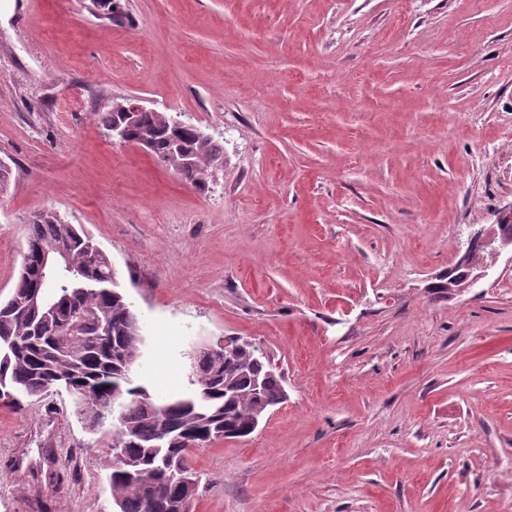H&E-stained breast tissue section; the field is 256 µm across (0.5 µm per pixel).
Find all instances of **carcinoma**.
I'll use <instances>...</instances> for the list:
<instances>
[{
    "instance_id": "cac0c4a2",
    "label": "carcinoma",
    "mask_w": 512,
    "mask_h": 512,
    "mask_svg": "<svg viewBox=\"0 0 512 512\" xmlns=\"http://www.w3.org/2000/svg\"><path fill=\"white\" fill-rule=\"evenodd\" d=\"M163 112H141L129 137L151 142V154L186 182L202 188L224 158V146ZM66 253L51 271L41 257ZM27 261L0 299V401L24 410L58 387L74 393L78 418L93 432L112 427L115 512H176L184 486L199 480L191 449L228 432L249 436L250 419L283 402L281 374L258 347L224 358V347L187 375L186 390L167 400L135 383L133 367L144 337L120 289L110 256L84 230L53 212L29 225ZM261 392L252 391L254 382Z\"/></svg>"
}]
</instances>
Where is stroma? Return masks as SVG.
Listing matches in <instances>:
<instances>
[{
    "instance_id": "35a3bbf8",
    "label": "stroma",
    "mask_w": 512,
    "mask_h": 512,
    "mask_svg": "<svg viewBox=\"0 0 512 512\" xmlns=\"http://www.w3.org/2000/svg\"><path fill=\"white\" fill-rule=\"evenodd\" d=\"M0 0V298L53 211L110 256L138 383L240 336L283 376L193 452L194 512H512V0ZM138 99L224 147L205 189L97 115ZM112 433L0 405V512H113ZM480 243L484 245H489L492 247L493 255H494V262L496 261V258L501 254V251L510 248L511 254H512V237L508 236H499L498 232L495 231V229L489 228L486 229L485 227H481L477 230H474L470 233L467 242L466 247L460 258L458 259V263L461 266H469L468 265V255L473 245Z\"/></svg>"
}]
</instances>
